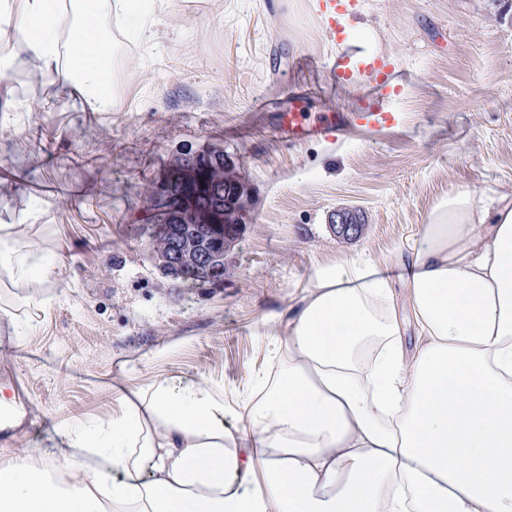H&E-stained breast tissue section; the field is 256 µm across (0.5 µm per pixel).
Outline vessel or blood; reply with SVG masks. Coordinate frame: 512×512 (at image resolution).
Segmentation results:
<instances>
[{"instance_id":"1","label":"vessel or blood","mask_w":512,"mask_h":512,"mask_svg":"<svg viewBox=\"0 0 512 512\" xmlns=\"http://www.w3.org/2000/svg\"><path fill=\"white\" fill-rule=\"evenodd\" d=\"M326 16V32L329 36L345 34L344 16L347 7L343 0H322ZM329 72L338 85L355 84L361 76H373L377 83L376 94L365 97V110L357 119L358 125L371 129L388 128L398 121L396 112L389 107V100L397 95L396 66L393 60L363 52L360 47L350 46L329 64ZM343 119L340 113H328L318 121L308 119L306 113L291 112L284 116L280 132L289 143L299 144L308 140L330 139L340 130Z\"/></svg>"}]
</instances>
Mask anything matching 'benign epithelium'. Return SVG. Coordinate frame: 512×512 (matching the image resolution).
I'll return each instance as SVG.
<instances>
[{
  "label": "benign epithelium",
  "instance_id": "1",
  "mask_svg": "<svg viewBox=\"0 0 512 512\" xmlns=\"http://www.w3.org/2000/svg\"><path fill=\"white\" fill-rule=\"evenodd\" d=\"M222 155L224 151L210 147L189 151L153 186L150 217L157 224V236L162 242L156 259L173 281L187 268L208 281L220 280L224 255L242 231V209L237 207L236 199H221L229 184L236 187L237 195L243 194L230 163L221 162ZM216 166L224 170V176L211 181L207 174ZM173 205L179 211L178 223L184 225V230L176 234L171 231L169 216ZM333 227L345 238H356L363 231L356 218L343 212L336 213Z\"/></svg>",
  "mask_w": 512,
  "mask_h": 512
}]
</instances>
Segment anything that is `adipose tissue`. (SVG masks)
<instances>
[{
  "label": "adipose tissue",
  "mask_w": 512,
  "mask_h": 512,
  "mask_svg": "<svg viewBox=\"0 0 512 512\" xmlns=\"http://www.w3.org/2000/svg\"><path fill=\"white\" fill-rule=\"evenodd\" d=\"M133 21L142 0H0V46L115 112L104 60ZM61 264L0 219L11 286ZM400 265L415 352L382 267L316 263L235 402L204 376L117 389L111 419L0 461V512H512V194L438 198Z\"/></svg>",
  "instance_id": "obj_1"
}]
</instances>
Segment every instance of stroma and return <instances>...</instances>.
Wrapping results in <instances>:
<instances>
[{
  "mask_svg": "<svg viewBox=\"0 0 512 512\" xmlns=\"http://www.w3.org/2000/svg\"><path fill=\"white\" fill-rule=\"evenodd\" d=\"M313 0H168L150 36L115 50L119 112L60 96L22 48L0 87V215L40 204L41 249L63 256L51 281L9 296L25 340L0 324V378L28 405L1 448H49L78 419L111 418L112 387L162 374L206 376L235 400L265 367L253 334L286 308L313 264L363 254L394 263L448 192H512V0H359L347 21L369 28L397 67L401 123L349 125L335 141L291 144L281 113L354 116L364 87L337 85L341 51ZM223 149L244 188L243 231L224 284L162 275L145 222L150 190L183 151ZM358 213L362 234L332 217Z\"/></svg>",
  "mask_w": 512,
  "mask_h": 512,
  "instance_id": "1",
  "label": "stroma"
}]
</instances>
